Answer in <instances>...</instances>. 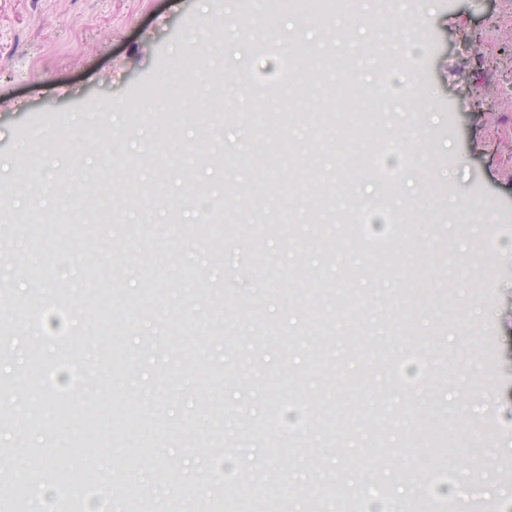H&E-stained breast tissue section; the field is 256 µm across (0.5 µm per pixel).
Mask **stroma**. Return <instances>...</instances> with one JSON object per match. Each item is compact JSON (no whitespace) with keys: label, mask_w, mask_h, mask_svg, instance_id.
Masks as SVG:
<instances>
[{"label":"stroma","mask_w":512,"mask_h":512,"mask_svg":"<svg viewBox=\"0 0 512 512\" xmlns=\"http://www.w3.org/2000/svg\"><path fill=\"white\" fill-rule=\"evenodd\" d=\"M348 2L0 0V472L40 453L26 481L52 492L23 512H61L69 494L84 512H195L246 488L251 512L268 498L310 512L316 497L345 512L360 475L387 490L386 512H414L447 507L422 479L444 467L470 507L512 512V73L492 31L512 10ZM299 21L315 82L297 92L276 44ZM216 35L222 60L194 50ZM492 85L488 116L475 99ZM152 90L168 111L147 109ZM217 94L250 109L204 111ZM331 99L376 119L357 135L269 119ZM107 102L99 127L81 122ZM382 137L398 149L388 182L370 161ZM343 171L347 196L298 210L299 184ZM76 194L86 209H70ZM211 205L233 221L206 227ZM395 214L413 235L398 238ZM418 341L421 386L390 369ZM116 359L121 387L73 388ZM83 412L100 427L75 460L53 431L79 434Z\"/></svg>","instance_id":"1"}]
</instances>
